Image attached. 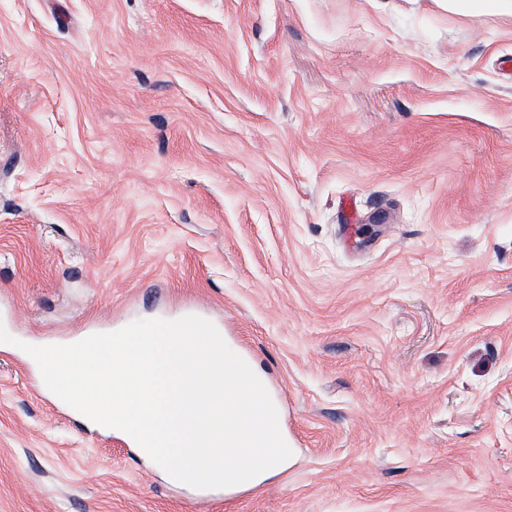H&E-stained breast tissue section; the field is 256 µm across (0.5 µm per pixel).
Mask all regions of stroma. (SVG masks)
<instances>
[{
	"label": "stroma",
	"mask_w": 512,
	"mask_h": 512,
	"mask_svg": "<svg viewBox=\"0 0 512 512\" xmlns=\"http://www.w3.org/2000/svg\"><path fill=\"white\" fill-rule=\"evenodd\" d=\"M512 15L0 0V512H512ZM197 315L294 457L201 494L19 342Z\"/></svg>",
	"instance_id": "35a3bbf8"
}]
</instances>
